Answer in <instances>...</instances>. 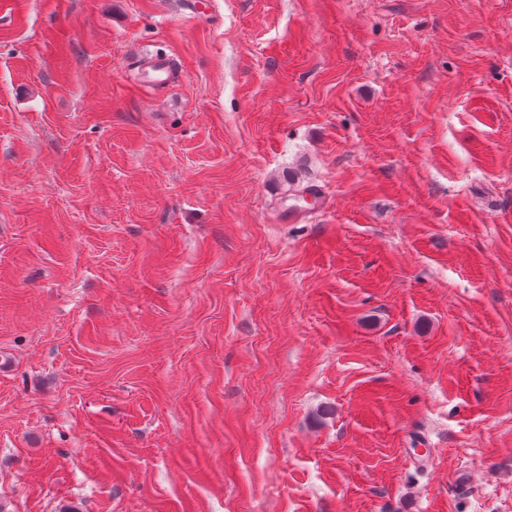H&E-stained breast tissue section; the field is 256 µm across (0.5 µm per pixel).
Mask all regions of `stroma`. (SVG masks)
<instances>
[{
    "label": "stroma",
    "mask_w": 512,
    "mask_h": 512,
    "mask_svg": "<svg viewBox=\"0 0 512 512\" xmlns=\"http://www.w3.org/2000/svg\"><path fill=\"white\" fill-rule=\"evenodd\" d=\"M66 506L512 512V0H0V507Z\"/></svg>",
    "instance_id": "stroma-1"
}]
</instances>
